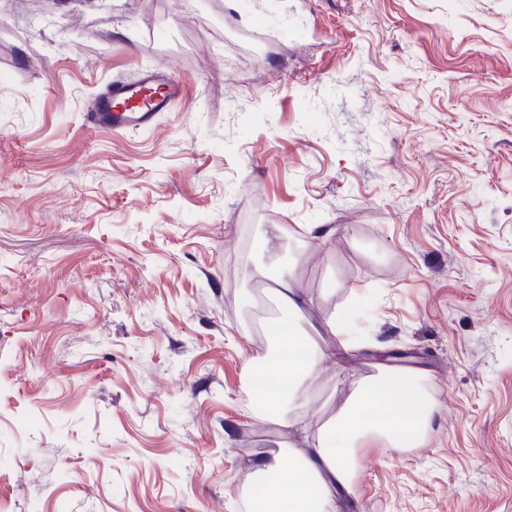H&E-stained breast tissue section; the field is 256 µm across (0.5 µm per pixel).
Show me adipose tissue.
<instances>
[{"mask_svg": "<svg viewBox=\"0 0 512 512\" xmlns=\"http://www.w3.org/2000/svg\"><path fill=\"white\" fill-rule=\"evenodd\" d=\"M272 279L270 293L280 314L272 323L273 352L257 368L272 382L252 390L253 413L262 421L278 415L284 401L297 400L323 363L336 358L317 343L316 325L302 326L307 300L293 274ZM419 380L408 368L384 369L358 388L312 447L249 463L248 484L268 490L264 512H343L344 496L355 492L357 449L414 448L430 429L433 407L421 396Z\"/></svg>", "mask_w": 512, "mask_h": 512, "instance_id": "1", "label": "adipose tissue"}]
</instances>
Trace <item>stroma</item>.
I'll return each instance as SVG.
<instances>
[{"label": "stroma", "mask_w": 512, "mask_h": 512, "mask_svg": "<svg viewBox=\"0 0 512 512\" xmlns=\"http://www.w3.org/2000/svg\"><path fill=\"white\" fill-rule=\"evenodd\" d=\"M259 2L287 36L247 40L245 0H0V498L244 512L289 440L243 401L261 266L352 345L306 384L309 435L377 346L422 371L432 427L358 450L353 512H512V0ZM151 65L171 111L87 126Z\"/></svg>", "instance_id": "35a3bbf8"}]
</instances>
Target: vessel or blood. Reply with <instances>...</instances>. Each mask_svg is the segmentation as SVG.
Listing matches in <instances>:
<instances>
[{"mask_svg": "<svg viewBox=\"0 0 512 512\" xmlns=\"http://www.w3.org/2000/svg\"><path fill=\"white\" fill-rule=\"evenodd\" d=\"M182 89L169 69H144L136 82H112L89 112L88 122L115 130L152 125L161 113L169 111Z\"/></svg>", "mask_w": 512, "mask_h": 512, "instance_id": "vessel-or-blood-1", "label": "vessel or blood"}]
</instances>
